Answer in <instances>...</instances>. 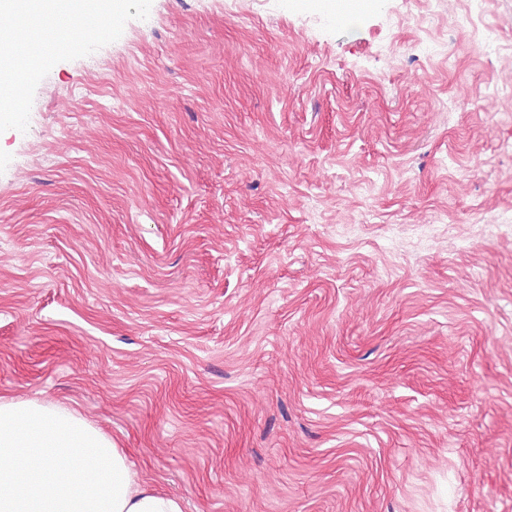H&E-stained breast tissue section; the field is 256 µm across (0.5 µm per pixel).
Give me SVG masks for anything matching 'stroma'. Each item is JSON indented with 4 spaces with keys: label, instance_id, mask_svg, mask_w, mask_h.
Segmentation results:
<instances>
[{
    "label": "stroma",
    "instance_id": "1",
    "mask_svg": "<svg viewBox=\"0 0 512 512\" xmlns=\"http://www.w3.org/2000/svg\"><path fill=\"white\" fill-rule=\"evenodd\" d=\"M512 0H152L0 132V397L184 512H512Z\"/></svg>",
    "mask_w": 512,
    "mask_h": 512
}]
</instances>
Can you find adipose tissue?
I'll return each mask as SVG.
<instances>
[{"label":"adipose tissue","mask_w":512,"mask_h":512,"mask_svg":"<svg viewBox=\"0 0 512 512\" xmlns=\"http://www.w3.org/2000/svg\"><path fill=\"white\" fill-rule=\"evenodd\" d=\"M0 512H183L74 413L0 398Z\"/></svg>","instance_id":"obj_1"}]
</instances>
